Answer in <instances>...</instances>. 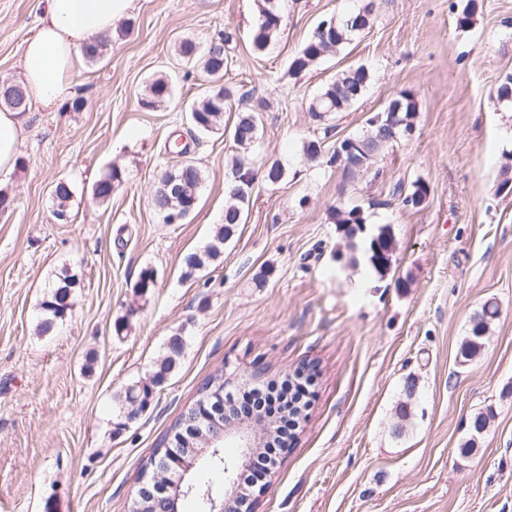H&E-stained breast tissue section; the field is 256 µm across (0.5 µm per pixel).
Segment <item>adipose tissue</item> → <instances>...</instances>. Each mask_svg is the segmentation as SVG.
Returning <instances> with one entry per match:
<instances>
[{
    "label": "adipose tissue",
    "mask_w": 512,
    "mask_h": 512,
    "mask_svg": "<svg viewBox=\"0 0 512 512\" xmlns=\"http://www.w3.org/2000/svg\"><path fill=\"white\" fill-rule=\"evenodd\" d=\"M132 0H42L37 31L26 42L21 58L22 84L30 103L54 106L71 99L78 52L89 41L110 31ZM26 115L0 110V183L9 182L20 158Z\"/></svg>",
    "instance_id": "ef3b65f1"
}]
</instances>
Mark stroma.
<instances>
[{"instance_id":"35a3bbf8","label":"stroma","mask_w":512,"mask_h":512,"mask_svg":"<svg viewBox=\"0 0 512 512\" xmlns=\"http://www.w3.org/2000/svg\"><path fill=\"white\" fill-rule=\"evenodd\" d=\"M465 2L374 0L370 29L293 76L317 23L365 0H284L283 29L260 55L250 47L256 0H134L102 33L103 57L79 58L74 98L29 107L13 205L0 215V512H128L142 466L208 375L243 389L310 361L308 416L263 480L257 512H512V195L498 190L501 166L512 164V114L491 98L512 74V0H478L462 27ZM41 9V0H0V80H20ZM224 32L233 35L226 129L192 136L189 156L204 173L198 207L166 224L151 205L173 164L166 139L191 136L186 109L213 85L178 47ZM352 64L370 78L356 106L331 115L335 137L364 134L402 90L417 112L372 171L349 176L307 160L304 146L322 134L312 99ZM162 75L172 98L143 108ZM247 92L267 103L252 166L280 162L287 178L257 183L223 255L186 280L184 256L224 222L228 129L250 108ZM114 165L124 182L98 204L92 185ZM60 181L72 189L66 224L53 216ZM416 181L428 194L404 206ZM336 206L367 218L351 258L329 218ZM382 227L395 251L381 275L363 248ZM146 267L157 279L142 296L134 284ZM65 268L79 280L72 310L40 334L47 286ZM489 299L500 315L480 353L460 363L470 320ZM176 333L187 338L180 365L150 408L119 426L117 396L148 378ZM487 409L488 431L460 456L470 417Z\"/></svg>"}]
</instances>
